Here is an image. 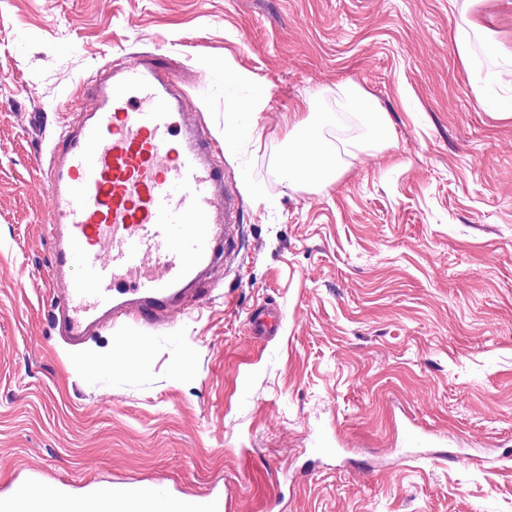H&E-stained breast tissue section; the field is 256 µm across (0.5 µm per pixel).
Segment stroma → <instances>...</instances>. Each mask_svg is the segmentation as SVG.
<instances>
[{
    "label": "stroma",
    "mask_w": 512,
    "mask_h": 512,
    "mask_svg": "<svg viewBox=\"0 0 512 512\" xmlns=\"http://www.w3.org/2000/svg\"><path fill=\"white\" fill-rule=\"evenodd\" d=\"M512 47V0H475ZM450 0H0V503L167 483L224 512H512V95ZM152 52L220 146L236 250L162 316L62 342L47 156L110 54ZM251 84L225 88V68ZM350 82L397 147L332 186L274 170ZM270 89L251 140L225 132ZM255 193H247V183ZM277 306L276 336L251 315ZM142 339L133 359L124 339ZM431 448L482 455L440 464ZM467 29L457 26L454 33V42L460 64L466 71L472 70V61L470 56L469 38L471 31L481 30L482 26L474 18L466 20Z\"/></svg>",
    "instance_id": "1"
}]
</instances>
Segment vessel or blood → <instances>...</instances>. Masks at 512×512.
I'll return each instance as SVG.
<instances>
[{
    "label": "vessel or blood",
    "instance_id": "obj_1",
    "mask_svg": "<svg viewBox=\"0 0 512 512\" xmlns=\"http://www.w3.org/2000/svg\"><path fill=\"white\" fill-rule=\"evenodd\" d=\"M84 98L51 145V282L56 324L70 344L93 329L180 304L199 275L223 267L240 201L216 143L186 107L180 79L143 55L112 58L81 84ZM279 309L251 320L274 333ZM131 512H224L223 499L173 496L161 483L101 488Z\"/></svg>",
    "mask_w": 512,
    "mask_h": 512
}]
</instances>
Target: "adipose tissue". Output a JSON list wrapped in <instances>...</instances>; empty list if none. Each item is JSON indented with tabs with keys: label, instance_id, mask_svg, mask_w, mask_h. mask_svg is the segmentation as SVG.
Here are the masks:
<instances>
[{
	"label": "adipose tissue",
	"instance_id": "adipose-tissue-1",
	"mask_svg": "<svg viewBox=\"0 0 512 512\" xmlns=\"http://www.w3.org/2000/svg\"><path fill=\"white\" fill-rule=\"evenodd\" d=\"M336 97L342 108L359 115L366 143L379 150L395 147L396 133L388 113L366 92L345 82L337 84ZM294 117L288 132V160L280 164L279 177L302 186L335 183L341 174L342 146L324 135L325 128L334 124L335 115L314 111L308 100Z\"/></svg>",
	"mask_w": 512,
	"mask_h": 512
}]
</instances>
